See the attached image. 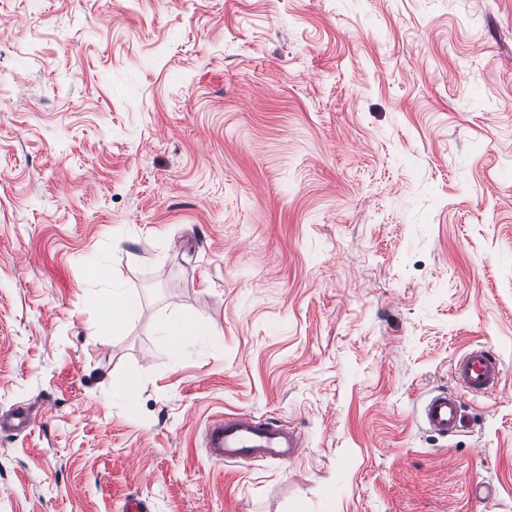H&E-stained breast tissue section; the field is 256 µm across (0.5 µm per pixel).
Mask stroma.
I'll list each match as a JSON object with an SVG mask.
<instances>
[{"label": "stroma", "mask_w": 512, "mask_h": 512, "mask_svg": "<svg viewBox=\"0 0 512 512\" xmlns=\"http://www.w3.org/2000/svg\"><path fill=\"white\" fill-rule=\"evenodd\" d=\"M19 409L0 512H512V0H0ZM235 413L298 456L211 458ZM130 306L129 298L122 293L112 292V296L104 299L101 305L102 320L113 329L123 325L124 313ZM503 373L500 358L484 347H476L458 357L452 364L456 383L472 394H492L501 383ZM423 419L431 432L443 438L456 435L468 424L461 400L447 390L439 391L428 400Z\"/></svg>", "instance_id": "35a3bbf8"}]
</instances>
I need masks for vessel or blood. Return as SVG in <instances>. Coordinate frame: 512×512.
Segmentation results:
<instances>
[{"mask_svg":"<svg viewBox=\"0 0 512 512\" xmlns=\"http://www.w3.org/2000/svg\"><path fill=\"white\" fill-rule=\"evenodd\" d=\"M502 373L500 358L483 347L467 351L452 365L456 383L477 395L495 392ZM423 419L431 432L443 438L456 435L468 424L457 394L445 390L428 400ZM206 446L213 458L227 462L264 458L285 461L299 453L301 443L295 432L279 420L244 413L212 420L206 429Z\"/></svg>","mask_w":512,"mask_h":512,"instance_id":"b4317fda","label":"vessel or blood"}]
</instances>
